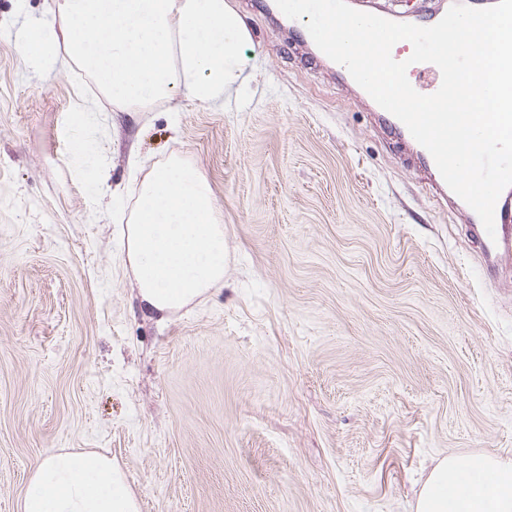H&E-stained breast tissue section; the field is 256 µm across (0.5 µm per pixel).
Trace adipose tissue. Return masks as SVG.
Returning a JSON list of instances; mask_svg holds the SVG:
<instances>
[{
  "instance_id": "adipose-tissue-1",
  "label": "adipose tissue",
  "mask_w": 512,
  "mask_h": 512,
  "mask_svg": "<svg viewBox=\"0 0 512 512\" xmlns=\"http://www.w3.org/2000/svg\"><path fill=\"white\" fill-rule=\"evenodd\" d=\"M59 29H28L19 51L49 55L65 42L112 101L126 109L179 92L208 104L248 80L238 50L250 33L228 0H56ZM144 310L171 313L224 280V226L206 177L172 158L144 173L126 232ZM20 512H138L124 473L94 452H55L30 479ZM416 512H512V459L437 461Z\"/></svg>"
}]
</instances>
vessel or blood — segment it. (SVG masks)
I'll list each match as a JSON object with an SVG mask.
<instances>
[{
  "mask_svg": "<svg viewBox=\"0 0 512 512\" xmlns=\"http://www.w3.org/2000/svg\"><path fill=\"white\" fill-rule=\"evenodd\" d=\"M408 78L414 79L418 91L424 95L435 93L442 82L440 69L431 63H416L407 70ZM370 110L376 123L384 132L410 139L411 134L406 126L391 113L378 104H371ZM416 161L419 168L426 174L436 194L448 201L449 205L462 210L468 223L474 243L484 260L486 274H496L500 264L512 257V186L505 188L495 206V231L487 233L481 219L466 203L450 190L430 153L423 146L415 148Z\"/></svg>",
  "mask_w": 512,
  "mask_h": 512,
  "instance_id": "obj_1",
  "label": "vessel or blood"
}]
</instances>
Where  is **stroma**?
<instances>
[{
	"instance_id": "1",
	"label": "stroma",
	"mask_w": 512,
	"mask_h": 512,
	"mask_svg": "<svg viewBox=\"0 0 512 512\" xmlns=\"http://www.w3.org/2000/svg\"><path fill=\"white\" fill-rule=\"evenodd\" d=\"M230 4L250 104L122 112L64 45L17 50L54 0H0V512L60 449L112 459L140 512H415L439 458L512 457V264L483 277L334 65L273 5ZM174 156L227 257L161 320L123 229L133 166Z\"/></svg>"
}]
</instances>
